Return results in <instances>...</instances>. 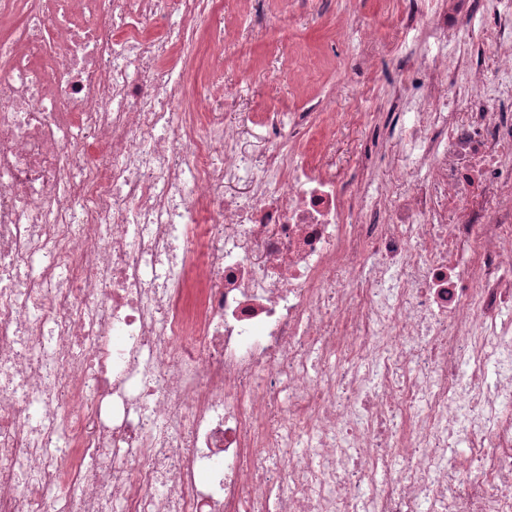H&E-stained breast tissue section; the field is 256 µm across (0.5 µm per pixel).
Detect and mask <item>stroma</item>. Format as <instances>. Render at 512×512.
<instances>
[{
	"label": "stroma",
	"mask_w": 512,
	"mask_h": 512,
	"mask_svg": "<svg viewBox=\"0 0 512 512\" xmlns=\"http://www.w3.org/2000/svg\"><path fill=\"white\" fill-rule=\"evenodd\" d=\"M409 0H297L292 24L279 25L281 0H212L189 22L201 44L191 60L194 106H217L228 123L242 126V145L256 155L266 147L265 131L256 122L244 123L249 112H294L310 100L333 94L336 124L316 122L312 141L330 139L336 149V170L345 179L359 173L362 157L379 158L398 151V117L413 105L400 97L395 84L401 60L385 56L377 72H356L350 84L336 82L340 67L358 58L359 35L346 29L340 41L331 34L338 22L354 23L378 15L390 25L391 43L404 52L428 48L424 33L403 28L398 18ZM248 54L249 76L232 65H218V55Z\"/></svg>",
	"instance_id": "1"
}]
</instances>
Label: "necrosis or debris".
<instances>
[{
	"instance_id": "4bbe7bcc",
	"label": "necrosis or debris",
	"mask_w": 512,
	"mask_h": 512,
	"mask_svg": "<svg viewBox=\"0 0 512 512\" xmlns=\"http://www.w3.org/2000/svg\"><path fill=\"white\" fill-rule=\"evenodd\" d=\"M204 5L0 0V512H512V15L403 13L389 198L186 111Z\"/></svg>"
}]
</instances>
